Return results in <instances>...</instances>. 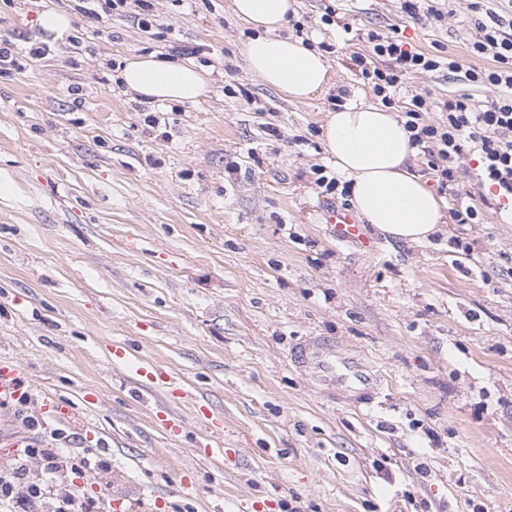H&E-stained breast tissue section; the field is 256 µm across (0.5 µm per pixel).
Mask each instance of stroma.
<instances>
[{
	"label": "stroma",
	"instance_id": "obj_1",
	"mask_svg": "<svg viewBox=\"0 0 512 512\" xmlns=\"http://www.w3.org/2000/svg\"><path fill=\"white\" fill-rule=\"evenodd\" d=\"M231 3L93 17L82 0H0V357L71 408L0 429L85 440L109 461L93 480L111 512H512V223L489 210L423 244L370 227L369 245H344L324 219L344 199L315 184L328 113L376 101L350 61L363 34L395 25L460 54L470 0L433 27L399 0H336L327 28L323 0H297L330 65L302 102L249 70ZM46 9L70 16L64 40L39 27ZM178 46L208 73L206 99L126 91L127 61ZM309 336L377 376L372 404L314 386L291 359ZM116 341L186 397L141 393ZM183 479L192 495L173 494Z\"/></svg>",
	"mask_w": 512,
	"mask_h": 512
}]
</instances>
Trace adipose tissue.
Here are the masks:
<instances>
[{
	"instance_id": "obj_1",
	"label": "adipose tissue",
	"mask_w": 512,
	"mask_h": 512,
	"mask_svg": "<svg viewBox=\"0 0 512 512\" xmlns=\"http://www.w3.org/2000/svg\"><path fill=\"white\" fill-rule=\"evenodd\" d=\"M295 0H233L236 16L251 29L244 45L249 68L284 99L303 101L329 80L323 55L302 40L281 36ZM127 89L150 101L196 102L209 91L204 72L189 59L152 57L128 62L121 73ZM325 151L351 183V201L365 223L392 240L422 243L446 222L445 204L409 172L415 149L403 121L385 108L352 96L329 113Z\"/></svg>"
}]
</instances>
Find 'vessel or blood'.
I'll return each mask as SVG.
<instances>
[{
  "instance_id": "1",
  "label": "vessel or blood",
  "mask_w": 512,
  "mask_h": 512,
  "mask_svg": "<svg viewBox=\"0 0 512 512\" xmlns=\"http://www.w3.org/2000/svg\"><path fill=\"white\" fill-rule=\"evenodd\" d=\"M328 223L333 224L336 239L340 242H357L362 240V226L354 212L346 209H333L327 214ZM110 354L113 362L133 363L137 377L156 382L162 374L158 368L145 361H132L124 345H113ZM294 361L309 373L318 386L325 390H335L344 386L363 401L371 400L377 386L375 375L358 368L351 358L337 351L334 344L322 339H312L300 344L294 352ZM26 403L32 415L41 416L47 411L64 414L62 406L54 405L51 394L35 395L27 387L20 365L12 359L0 358V409H6L13 403Z\"/></svg>"
}]
</instances>
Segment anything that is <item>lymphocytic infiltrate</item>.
<instances>
[{
  "label": "lymphocytic infiltrate",
  "mask_w": 512,
  "mask_h": 512,
  "mask_svg": "<svg viewBox=\"0 0 512 512\" xmlns=\"http://www.w3.org/2000/svg\"><path fill=\"white\" fill-rule=\"evenodd\" d=\"M470 10L464 54L408 49L393 26L368 31L366 51L351 57L383 106L400 108L411 143L426 156L440 190L458 185L464 159L476 156L479 190L453 208L458 224L481 223L488 208L512 220V0H472ZM440 71L463 82L466 92L439 102L427 93L396 99L407 76ZM476 88L489 92V99L476 100ZM435 110L445 112V119L429 120ZM35 456L44 463L37 480L27 466ZM105 466L90 454L65 453L51 444L23 449L0 468V512H106L105 498L88 495L76 482Z\"/></svg>",
  "instance_id": "1"
}]
</instances>
